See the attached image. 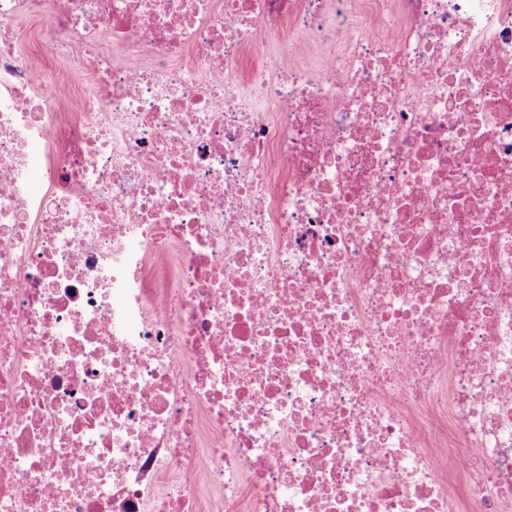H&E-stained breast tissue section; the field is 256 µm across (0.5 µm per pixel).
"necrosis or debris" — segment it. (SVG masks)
<instances>
[{
	"instance_id": "4bbe7bcc",
	"label": "necrosis or debris",
	"mask_w": 512,
	"mask_h": 512,
	"mask_svg": "<svg viewBox=\"0 0 512 512\" xmlns=\"http://www.w3.org/2000/svg\"><path fill=\"white\" fill-rule=\"evenodd\" d=\"M372 6L0 0V512H512V0ZM36 28L37 23L32 21H22L16 25V40L19 53L35 71L42 72L47 75L49 80L57 82L63 95L68 94L70 91L68 82L70 75L58 69L45 53L38 52L34 41Z\"/></svg>"
}]
</instances>
